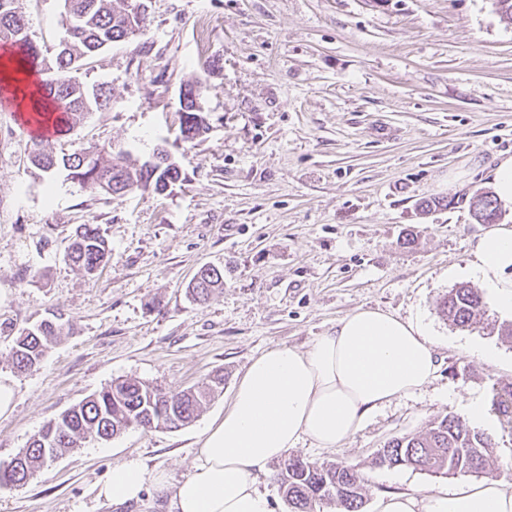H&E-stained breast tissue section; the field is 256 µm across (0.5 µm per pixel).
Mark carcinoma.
<instances>
[{"mask_svg":"<svg viewBox=\"0 0 512 512\" xmlns=\"http://www.w3.org/2000/svg\"><path fill=\"white\" fill-rule=\"evenodd\" d=\"M18 0H0V41L18 51L19 62L31 65L42 76V86L58 109L57 133L69 135L73 126L86 115L109 107L110 90L102 84L88 86L78 79L83 62L114 43L125 42L142 34L146 25L130 10L129 0H64L62 28L58 49L48 55L29 37L26 19L17 7ZM206 86L196 79L180 86L187 100L180 106V122L188 123L200 135L209 129L207 116L199 105ZM36 169L52 174L67 172L90 193H104L121 199L125 193L112 191V180L121 177L140 191L162 195L182 180L175 160L153 164L150 158L139 160L131 152L112 147L92 146L56 156L39 143L29 154ZM470 207L480 224H494L500 219L494 195L484 192L472 198ZM67 258L86 275L93 276L111 259V250L98 226L82 224L69 246ZM200 278L191 284V293L199 303L224 287V270L203 267ZM487 312V302L478 290L461 285L448 291L441 303V314L454 326L469 328L480 323ZM65 323L59 315L22 330L11 351L13 366L28 371L38 366L57 340ZM224 385V375L215 374L198 387L166 390L135 378L116 380L101 391L63 411L45 424L23 449L25 464L21 470L0 465V484L24 485L43 470L52 455H61L81 447L94 435L109 440L129 426L154 423L167 429L175 418L180 426L194 421L203 405ZM492 405L512 424V383L492 386ZM492 436L457 415H448L430 424L420 434L389 439L375 452V463L390 468L409 467L435 477H454L479 473L497 463ZM277 483L291 512H312L317 501L332 500L340 512H363V479L354 466L345 461L325 464L297 456L285 459L277 473Z\"/></svg>","mask_w":512,"mask_h":512,"instance_id":"carcinoma-1","label":"carcinoma"}]
</instances>
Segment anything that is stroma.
<instances>
[{"mask_svg":"<svg viewBox=\"0 0 512 512\" xmlns=\"http://www.w3.org/2000/svg\"><path fill=\"white\" fill-rule=\"evenodd\" d=\"M148 27L84 66L112 90L54 153L113 144L147 156L179 127L178 90L205 80L210 129L174 152L185 175L169 195L112 201L64 174L42 177L12 106L0 104V373L17 383L0 417V464L49 420L112 381L173 389L224 373V390L191 424L132 427L87 438L24 485L0 487V512H113L97 486L131 457L177 481L197 436L223 411L251 360L276 346L306 349L358 308L417 318L438 370L416 394L372 412L343 446L294 453L345 461L366 500L413 485L452 487L410 468L376 467L393 437L463 415L512 383V339L497 312L476 329L450 325L439 303L467 283L470 244L485 232L470 199L512 154V24L493 0H147ZM28 34L55 51L63 0H19ZM221 67L205 72L204 64ZM437 208L421 213L422 201ZM82 224L99 225L112 258L86 276L66 257ZM205 265L224 287L204 304L187 286ZM64 314L44 361L12 364L13 340ZM497 351L493 363L465 345Z\"/></svg>","mask_w":512,"mask_h":512,"instance_id":"stroma-1","label":"stroma"}]
</instances>
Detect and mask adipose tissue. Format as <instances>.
I'll return each instance as SVG.
<instances>
[{
  "mask_svg": "<svg viewBox=\"0 0 512 512\" xmlns=\"http://www.w3.org/2000/svg\"><path fill=\"white\" fill-rule=\"evenodd\" d=\"M0 81L9 104L30 119L40 91L35 71L7 51L0 54ZM465 272L487 288L497 312L512 316V227L477 237ZM436 372L434 342L420 320L356 309L307 349L276 346L254 358L228 407L199 434L186 477L170 481L131 457L113 466L97 496L118 508L140 502L151 485L168 512H272L257 480L273 462L304 441L322 449L344 445L372 411L421 390ZM374 512H512V492L497 482L411 488L379 496Z\"/></svg>",
  "mask_w": 512,
  "mask_h": 512,
  "instance_id": "1",
  "label": "adipose tissue"
}]
</instances>
